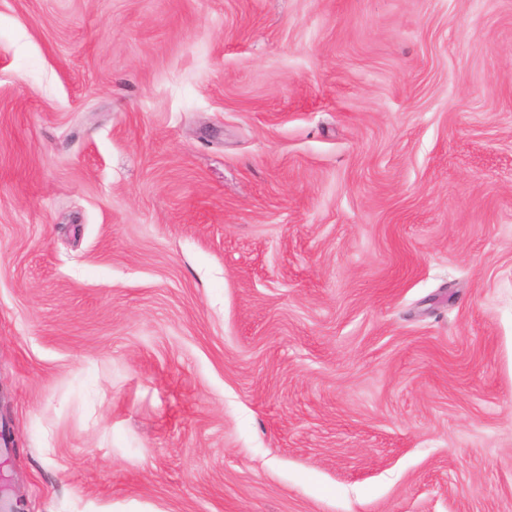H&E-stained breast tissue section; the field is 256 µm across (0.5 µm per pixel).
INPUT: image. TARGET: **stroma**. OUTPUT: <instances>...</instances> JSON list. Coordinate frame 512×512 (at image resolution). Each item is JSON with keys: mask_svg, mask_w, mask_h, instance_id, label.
Wrapping results in <instances>:
<instances>
[{"mask_svg": "<svg viewBox=\"0 0 512 512\" xmlns=\"http://www.w3.org/2000/svg\"><path fill=\"white\" fill-rule=\"evenodd\" d=\"M0 495L512 512V0H0Z\"/></svg>", "mask_w": 512, "mask_h": 512, "instance_id": "1", "label": "stroma"}]
</instances>
